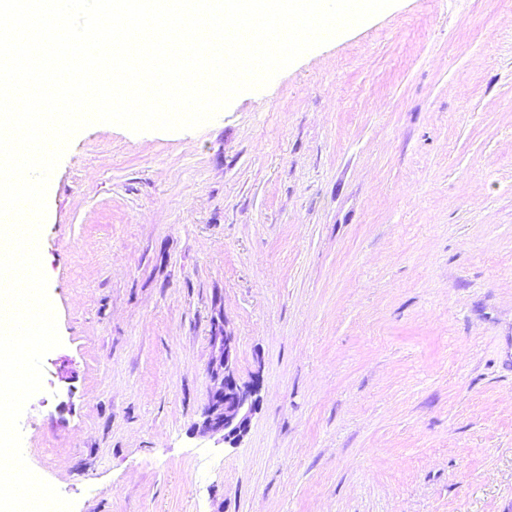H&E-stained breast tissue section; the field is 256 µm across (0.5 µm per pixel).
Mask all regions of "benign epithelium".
Returning a JSON list of instances; mask_svg holds the SVG:
<instances>
[{
	"label": "benign epithelium",
	"instance_id": "obj_1",
	"mask_svg": "<svg viewBox=\"0 0 512 512\" xmlns=\"http://www.w3.org/2000/svg\"><path fill=\"white\" fill-rule=\"evenodd\" d=\"M212 347L219 358L220 369L213 373L216 387L207 398L201 429L219 434L224 444L235 448L250 428L251 419L260 401V382L239 380L233 337L226 333L211 337Z\"/></svg>",
	"mask_w": 512,
	"mask_h": 512
}]
</instances>
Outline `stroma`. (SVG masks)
<instances>
[{
    "mask_svg": "<svg viewBox=\"0 0 512 512\" xmlns=\"http://www.w3.org/2000/svg\"><path fill=\"white\" fill-rule=\"evenodd\" d=\"M20 420L77 512H512V0H398L196 130L96 123ZM234 338L261 403L201 434Z\"/></svg>",
    "mask_w": 512,
    "mask_h": 512,
    "instance_id": "obj_1",
    "label": "stroma"
}]
</instances>
